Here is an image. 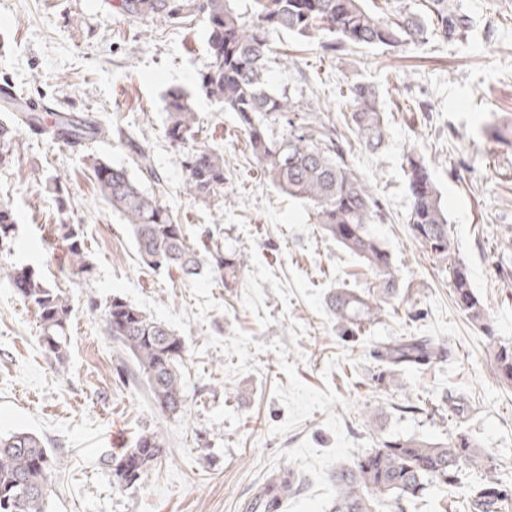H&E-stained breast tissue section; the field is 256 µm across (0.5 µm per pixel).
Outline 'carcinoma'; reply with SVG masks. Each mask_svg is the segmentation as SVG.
Listing matches in <instances>:
<instances>
[{"label":"carcinoma","instance_id":"carcinoma-1","mask_svg":"<svg viewBox=\"0 0 512 512\" xmlns=\"http://www.w3.org/2000/svg\"><path fill=\"white\" fill-rule=\"evenodd\" d=\"M120 0L122 15L131 21L163 20L170 25L202 18L207 23L210 61L196 83L224 111L234 114L248 147L264 175L288 197L312 206L322 233L362 259L371 271L373 286L365 291L338 288L329 308L343 336L362 337L381 311L401 295L395 264L388 247L371 230L382 210L363 179L345 156L343 134L326 124L315 108L295 104L286 90L274 91L265 83L273 55L272 36L291 33L302 38L326 37L323 50L336 55L351 47L417 48L437 36L450 41L464 37L472 17L449 0H394V9L381 16L363 6L365 0ZM343 97L351 106L344 122L365 150L375 153L386 142V113L375 86L360 81L345 85ZM165 133L175 145L196 133L193 96L182 87L164 97ZM41 118L19 99L0 98V165L9 161L12 140L22 128L38 126ZM50 138L77 146L85 140L112 136V127L59 113L44 129ZM129 165L113 166L89 159L97 195L127 221L139 260L147 267L178 271L189 281L200 275L197 248L186 236L159 195L165 183L154 158L132 128H118ZM183 188L193 199H208L224 190V155L209 145H198L185 155ZM156 185L148 193L132 171ZM409 231L436 269L446 274L455 306L491 341L490 367L496 380L512 387V341L496 336L494 322L474 292L469 269L456 253L448 211L423 158L407 156ZM15 217L11 206L0 202V246L12 242ZM51 233L65 246L67 278L90 272L79 230L73 224H55ZM211 271L224 285L240 280L236 256L216 254ZM18 297L37 314L41 345L58 364L66 362L72 309L66 294L25 266L0 265ZM106 335L131 356L155 406L171 417L184 415L186 398L179 370L187 348L181 336L148 317L134 304L112 298L104 317ZM373 357L382 366L377 380L393 381L405 368L437 364L447 357L446 347L428 336H402L375 345ZM169 454L157 432L140 434L128 448L110 458L114 486L126 490L142 483L153 467ZM474 438L459 432L444 442L393 435L376 439L353 462L331 474L336 495L329 512H408L415 501L437 485H458L466 473L479 470L480 481L467 486L464 512H512V475L491 465ZM60 463L53 460L44 440L28 431L0 435V512H44L45 498ZM305 479L283 468L263 482L246 512H281L283 501L301 492Z\"/></svg>","mask_w":512,"mask_h":512}]
</instances>
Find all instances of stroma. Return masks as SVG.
Instances as JSON below:
<instances>
[{
  "label": "stroma",
  "mask_w": 512,
  "mask_h": 512,
  "mask_svg": "<svg viewBox=\"0 0 512 512\" xmlns=\"http://www.w3.org/2000/svg\"><path fill=\"white\" fill-rule=\"evenodd\" d=\"M472 17L463 40H431L414 49L353 47L336 56L319 39L274 38L271 88L299 105L318 101L322 119L345 131V83L378 84L388 141L371 153L352 148L349 165L384 209L375 224L407 291L351 347L328 308L334 289H366L373 276L351 252L320 234L310 210L261 173L232 113L195 83L209 62L207 29L132 23L119 0H0V88L9 86L50 125L55 110L95 116L139 131L167 192L162 199L191 241L237 256L243 277L225 287L210 271L181 282L138 260L123 216L96 194L87 155L127 164L117 138L72 149L22 129L14 158L0 166V201L16 230L0 264L24 265L69 297L68 359L57 365L39 343L35 310L0 281V433L40 435L62 469L46 512H246L274 470L293 468L303 490L283 512H328L329 476L373 440L393 434L442 441L457 431L491 449L512 471V388L490 371L487 337L455 308L438 273L407 226L408 153L427 162L448 209L455 248L501 338L512 340V288L497 274L512 267L502 244L512 231V148L490 138L491 122H512V0H462ZM192 93L196 141L224 155V192L194 200L183 192L188 144L165 135L164 95ZM78 225L92 265L65 278L66 251L51 234ZM121 297L181 336L187 396L180 417L162 414L102 317ZM431 336L448 357L401 371L400 386L375 382L373 344ZM425 394L428 414L399 412L405 397ZM160 433L171 453L140 485L117 489L107 460L144 431Z\"/></svg>",
  "instance_id": "1"
}]
</instances>
